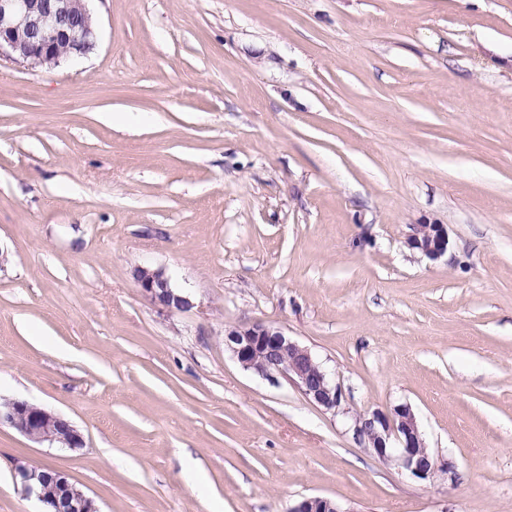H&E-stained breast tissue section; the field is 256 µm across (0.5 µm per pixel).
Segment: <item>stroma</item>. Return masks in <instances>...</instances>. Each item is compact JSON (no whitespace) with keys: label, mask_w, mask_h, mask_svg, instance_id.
<instances>
[{"label":"stroma","mask_w":512,"mask_h":512,"mask_svg":"<svg viewBox=\"0 0 512 512\" xmlns=\"http://www.w3.org/2000/svg\"><path fill=\"white\" fill-rule=\"evenodd\" d=\"M91 7L85 58L0 59V400L85 441L1 426L0 512H38L20 463L100 512H512V0ZM139 267L194 308L155 307ZM253 322L315 355L339 413L234 360ZM400 404L455 483L354 439ZM408 244L428 259L436 260L448 252V231L442 224H419ZM13 428L28 440L51 447L74 450L84 445V438L73 422L59 413L48 411L27 400L0 407V426ZM289 512H348L336 500L323 496L303 498L288 509Z\"/></svg>","instance_id":"35a3bbf8"}]
</instances>
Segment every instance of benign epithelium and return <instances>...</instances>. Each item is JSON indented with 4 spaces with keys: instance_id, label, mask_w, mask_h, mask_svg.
I'll return each instance as SVG.
<instances>
[{
    "instance_id": "obj_1",
    "label": "benign epithelium",
    "mask_w": 512,
    "mask_h": 512,
    "mask_svg": "<svg viewBox=\"0 0 512 512\" xmlns=\"http://www.w3.org/2000/svg\"><path fill=\"white\" fill-rule=\"evenodd\" d=\"M89 0H0V57L42 67L59 58L60 49L70 59L94 49L97 33ZM411 248L430 260L448 252V231L442 224H419L408 239ZM135 280L142 294L169 313L195 306L189 297L172 287V279L161 268L140 267ZM225 344L245 369L262 376L275 373L289 378L316 406L336 412L342 406L340 386L316 361L311 351L281 330L262 323L234 326L224 331ZM8 426L28 440L56 448L74 450L84 438L73 422L27 400L0 407V426ZM354 439L379 460L397 466L408 476L431 481L439 475L454 482L455 463L427 451L426 439L408 405L391 413L374 410L359 413L352 423ZM14 479L21 491L36 498L43 512H99L95 501L69 476L53 467L19 464ZM289 512H351L336 500L323 496L303 498Z\"/></svg>"
}]
</instances>
